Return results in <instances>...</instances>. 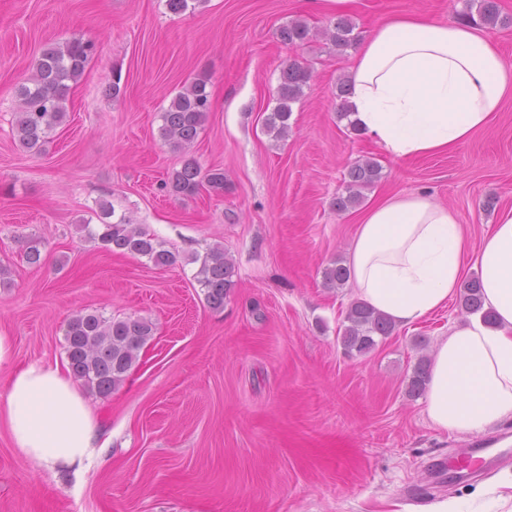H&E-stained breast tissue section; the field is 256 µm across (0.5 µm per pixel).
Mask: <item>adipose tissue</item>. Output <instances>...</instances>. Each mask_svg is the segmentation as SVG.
<instances>
[{"instance_id": "1", "label": "adipose tissue", "mask_w": 512, "mask_h": 512, "mask_svg": "<svg viewBox=\"0 0 512 512\" xmlns=\"http://www.w3.org/2000/svg\"><path fill=\"white\" fill-rule=\"evenodd\" d=\"M349 104L360 130L396 158L445 153L468 141L512 92V62L478 27L416 13L380 20L350 69ZM457 213L426 195L394 197L362 216L350 250L360 301L407 325L444 307L463 281ZM484 304L439 339L425 410L444 431L478 433L512 416V210L477 255ZM17 457L53 471L81 468L99 425L68 368L17 371L0 397Z\"/></svg>"}]
</instances>
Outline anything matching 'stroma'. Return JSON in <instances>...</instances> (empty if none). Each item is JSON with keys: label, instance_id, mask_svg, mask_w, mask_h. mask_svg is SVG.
I'll return each instance as SVG.
<instances>
[{"label": "stroma", "instance_id": "stroma-1", "mask_svg": "<svg viewBox=\"0 0 512 512\" xmlns=\"http://www.w3.org/2000/svg\"><path fill=\"white\" fill-rule=\"evenodd\" d=\"M462 0H202L172 15L165 0H0V395L12 375L66 363L65 329L78 310L145 317L154 337L125 383L87 393L100 447L79 472L20 460L0 422V512H424L475 488L505 502L512 453L459 480L442 474L472 435L437 429L408 394L420 358L466 319L460 297L360 355L337 339L353 283L324 286L348 261L365 209L423 193L453 208L468 242L465 274L500 213L512 209V94L468 142L440 155L396 159L338 120L336 86L351 55L326 45L338 16L368 36L382 18L417 12L456 20ZM305 20L314 36L282 41ZM96 50L45 154L12 132L16 88L48 45L71 38ZM311 78L285 138L267 134L288 62ZM206 78L212 109L186 153L160 138L161 113ZM224 171V192L179 201L164 187L185 156ZM366 156L382 180L360 206H333L348 169ZM110 204L175 253L174 266L112 253L87 240ZM42 242V265L22 242ZM221 245L236 285L210 309L194 252ZM309 25L299 19L291 20L288 25L282 28L280 36L288 44L301 45L309 42L313 35Z\"/></svg>", "mask_w": 512, "mask_h": 512}]
</instances>
